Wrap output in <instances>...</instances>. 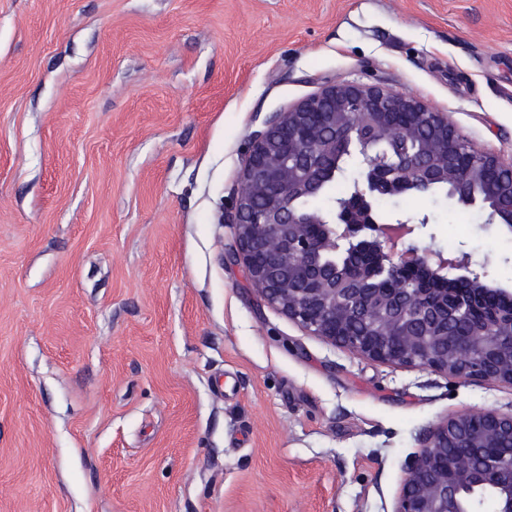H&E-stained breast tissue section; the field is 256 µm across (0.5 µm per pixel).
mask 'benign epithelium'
<instances>
[{
    "mask_svg": "<svg viewBox=\"0 0 512 512\" xmlns=\"http://www.w3.org/2000/svg\"><path fill=\"white\" fill-rule=\"evenodd\" d=\"M343 151L363 161L355 192L327 212L311 207ZM440 185L512 231L511 163L470 146L447 114L413 96L326 85L252 133L227 259L242 265L261 300L331 345L512 386V294L493 288L487 264L408 244L415 226L374 215L379 192ZM462 267L467 287H431ZM462 317L470 332L456 336ZM487 498L494 512H512V411L439 423L406 467L394 512H483Z\"/></svg>",
    "mask_w": 512,
    "mask_h": 512,
    "instance_id": "7a95c632",
    "label": "benign epithelium"
}]
</instances>
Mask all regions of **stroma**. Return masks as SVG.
<instances>
[{
  "label": "stroma",
  "instance_id": "obj_1",
  "mask_svg": "<svg viewBox=\"0 0 512 512\" xmlns=\"http://www.w3.org/2000/svg\"><path fill=\"white\" fill-rule=\"evenodd\" d=\"M385 86L512 162V0H0V512H393L448 416L512 387L353 355L228 263L250 135ZM418 246L512 234L434 190Z\"/></svg>",
  "mask_w": 512,
  "mask_h": 512
}]
</instances>
